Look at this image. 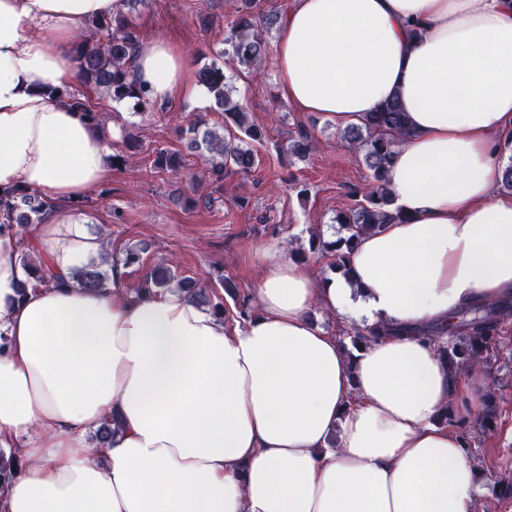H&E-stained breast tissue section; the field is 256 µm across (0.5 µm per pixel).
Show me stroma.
<instances>
[{
    "mask_svg": "<svg viewBox=\"0 0 512 512\" xmlns=\"http://www.w3.org/2000/svg\"><path fill=\"white\" fill-rule=\"evenodd\" d=\"M234 7L235 0H141L132 16L139 26L177 34L191 69L223 65L251 123L266 131L256 147L257 168L246 176L229 168L223 181L211 179L209 154L191 148L186 132L198 115L206 116L210 128H221L224 119L209 98L157 104L142 113L104 99L99 109L105 124L119 132L112 152L120 161L107 183L85 194L80 212L89 223L110 225L115 260L141 249L139 264L126 269L130 287H139L158 265L203 282L221 274L237 289L223 297L231 315L241 299L257 306L263 254L304 261L320 276L332 273V257L312 253L310 239L343 236L336 213L352 204L368 176L361 155L341 141L340 129L317 113L295 110L280 96L272 55L251 69L226 61L224 27ZM301 130L317 149L286 153L289 135ZM161 148L181 154L179 172L153 169V153ZM500 335L496 364L460 377L478 389L492 376L500 383L493 426L466 428L468 454L483 477L477 512H512V496L498 494L502 482L512 481V319L501 322Z\"/></svg>",
    "mask_w": 512,
    "mask_h": 512,
    "instance_id": "35a3bbf8",
    "label": "stroma"
}]
</instances>
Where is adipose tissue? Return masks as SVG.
<instances>
[{
  "label": "adipose tissue",
  "instance_id": "ef3b65f1",
  "mask_svg": "<svg viewBox=\"0 0 512 512\" xmlns=\"http://www.w3.org/2000/svg\"><path fill=\"white\" fill-rule=\"evenodd\" d=\"M125 9L0 0V188L47 198L26 240L64 277L29 281L0 227V448L22 462L0 512H476L481 474L438 419L483 398L425 332L512 297V0H293L282 97L342 128L399 97L412 135L388 187L406 220L363 235L345 275L266 254L258 311L234 324L177 289L131 298L119 264L104 291L73 279L106 250L69 203L110 177L112 135L60 91L73 34ZM130 77L161 103L202 92L166 33L140 36ZM316 308L378 336L348 350Z\"/></svg>",
  "mask_w": 512,
  "mask_h": 512
}]
</instances>
